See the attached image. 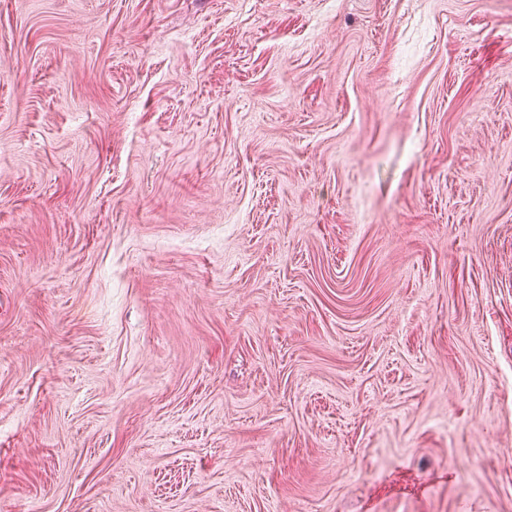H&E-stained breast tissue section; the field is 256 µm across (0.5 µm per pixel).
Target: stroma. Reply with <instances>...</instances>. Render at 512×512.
Instances as JSON below:
<instances>
[{
	"label": "stroma",
	"mask_w": 512,
	"mask_h": 512,
	"mask_svg": "<svg viewBox=\"0 0 512 512\" xmlns=\"http://www.w3.org/2000/svg\"><path fill=\"white\" fill-rule=\"evenodd\" d=\"M512 0H0V512H512Z\"/></svg>",
	"instance_id": "1"
}]
</instances>
